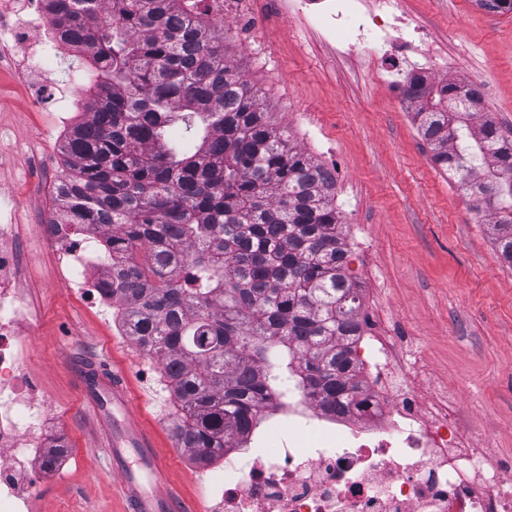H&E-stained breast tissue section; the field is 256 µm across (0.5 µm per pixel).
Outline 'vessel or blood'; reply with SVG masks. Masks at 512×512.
<instances>
[{
    "instance_id": "obj_1",
    "label": "vessel or blood",
    "mask_w": 512,
    "mask_h": 512,
    "mask_svg": "<svg viewBox=\"0 0 512 512\" xmlns=\"http://www.w3.org/2000/svg\"><path fill=\"white\" fill-rule=\"evenodd\" d=\"M107 405H96L95 413L101 420H108V405L128 408L130 400L120 381H113L112 387L106 390ZM126 444L139 452L148 482H141L140 477L130 472H122L121 487L133 512H181V507L172 488L167 487L165 475L169 469L167 456L156 448L151 433L131 421L125 431Z\"/></svg>"
}]
</instances>
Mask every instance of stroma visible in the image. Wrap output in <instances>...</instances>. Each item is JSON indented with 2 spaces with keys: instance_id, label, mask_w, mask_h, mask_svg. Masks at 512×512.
I'll list each match as a JSON object with an SVG mask.
<instances>
[{
  "instance_id": "obj_1",
  "label": "stroma",
  "mask_w": 512,
  "mask_h": 512,
  "mask_svg": "<svg viewBox=\"0 0 512 512\" xmlns=\"http://www.w3.org/2000/svg\"><path fill=\"white\" fill-rule=\"evenodd\" d=\"M282 0H260L266 49L257 56L225 33L233 62L261 88L263 105L315 158L339 170L343 232L369 243L351 268L364 306L402 337L423 367L421 388L456 396L475 443L512 461V268L499 258L489 225L473 223L469 199L431 159L411 116L393 99L375 58L325 42ZM449 79L477 85L482 105L512 137V13L472 12L465 0H405ZM63 132L26 92L21 70H0V201L13 199L19 243L30 262L16 286L26 303L17 339L40 384L31 409L68 446V465L44 479L35 512H131L118 483L109 435L135 415L169 457L167 480L187 512H224L212 475L179 448L178 408L159 363L122 332L111 313L75 295L40 235L55 212ZM102 362L120 374L129 410L101 429L79 395L81 375Z\"/></svg>"
}]
</instances>
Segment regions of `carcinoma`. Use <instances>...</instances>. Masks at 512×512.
I'll list each match as a JSON object with an SVG mask.
<instances>
[{
  "instance_id": "carcinoma-1",
  "label": "carcinoma",
  "mask_w": 512,
  "mask_h": 512,
  "mask_svg": "<svg viewBox=\"0 0 512 512\" xmlns=\"http://www.w3.org/2000/svg\"><path fill=\"white\" fill-rule=\"evenodd\" d=\"M102 81L61 143L62 224L101 236L125 334L157 359L198 463L246 448L293 399L352 400L347 337L364 306L336 184L231 63L224 0H50ZM432 161L491 216L512 264V139L475 86L408 80Z\"/></svg>"
}]
</instances>
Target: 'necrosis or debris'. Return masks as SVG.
I'll use <instances>...</instances> for the list:
<instances>
[{
    "instance_id": "obj_1",
    "label": "necrosis or debris",
    "mask_w": 512,
    "mask_h": 512,
    "mask_svg": "<svg viewBox=\"0 0 512 512\" xmlns=\"http://www.w3.org/2000/svg\"><path fill=\"white\" fill-rule=\"evenodd\" d=\"M403 0H292L309 22L340 50L364 48L386 72L439 77L418 29L402 10ZM23 23L0 10V30L12 36L16 54L0 66L24 61L32 98L51 104L57 128H67L84 74L62 85L49 81L48 61L64 51H81L65 42L50 23L47 0H22ZM240 46L265 44L264 27L252 0H233ZM40 233L56 247L72 282L90 301L112 303L105 266L89 248L88 232L68 224H42ZM24 303L11 290L0 294V391L11 401L0 406V512H33L38 478L50 473L46 452L53 439L41 430L30 447H21L25 411L17 399L34 395L36 377L24 369V352L9 338L23 323ZM360 394L336 414L308 406L278 447L249 454L240 467L235 450L225 451L224 512H512V463L472 445L457 409L422 393L411 377L397 337L387 335L364 315L351 341Z\"/></svg>"
}]
</instances>
